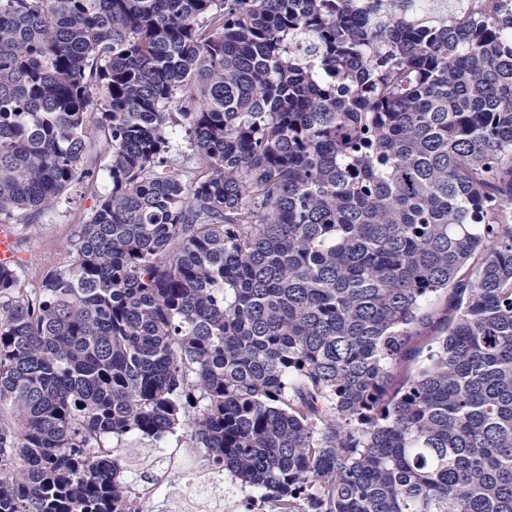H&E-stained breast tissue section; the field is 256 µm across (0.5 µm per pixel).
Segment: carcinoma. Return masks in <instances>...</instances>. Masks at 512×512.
<instances>
[{
	"mask_svg": "<svg viewBox=\"0 0 512 512\" xmlns=\"http://www.w3.org/2000/svg\"><path fill=\"white\" fill-rule=\"evenodd\" d=\"M95 129L0 266V512H149L105 442L179 429L270 512H512V11L0 0V217ZM85 163L95 166L98 171L96 183L72 185L54 209L44 216L42 224L12 222L8 224L10 228L0 223V265L7 266L15 259L17 251L24 263L21 268L23 284L28 288H36L48 270L63 268L71 263L74 257L72 244L83 219L88 216L97 199L109 190L106 176L109 155L96 137L92 139Z\"/></svg>",
	"mask_w": 512,
	"mask_h": 512,
	"instance_id": "cac0c4a2",
	"label": "carcinoma"
}]
</instances>
